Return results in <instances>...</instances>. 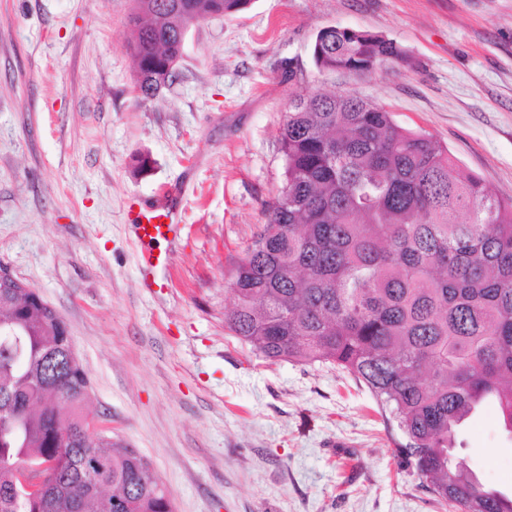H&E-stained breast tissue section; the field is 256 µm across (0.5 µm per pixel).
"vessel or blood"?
I'll use <instances>...</instances> for the list:
<instances>
[{
    "mask_svg": "<svg viewBox=\"0 0 512 512\" xmlns=\"http://www.w3.org/2000/svg\"><path fill=\"white\" fill-rule=\"evenodd\" d=\"M183 213L179 203L166 193L161 194L158 206L148 210L137 198L127 200L125 222L139 246L137 269L143 287L167 288L171 259L169 254L156 253L155 246L175 236Z\"/></svg>",
    "mask_w": 512,
    "mask_h": 512,
    "instance_id": "b4317fda",
    "label": "vessel or blood"
}]
</instances>
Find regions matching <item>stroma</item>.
Returning a JSON list of instances; mask_svg holds the SVG:
<instances>
[{"label": "stroma", "mask_w": 512, "mask_h": 512, "mask_svg": "<svg viewBox=\"0 0 512 512\" xmlns=\"http://www.w3.org/2000/svg\"><path fill=\"white\" fill-rule=\"evenodd\" d=\"M134 13V0H0V265L66 324L86 413L150 463L174 512H445L366 387L260 358L224 315L283 185L277 131L298 94L384 106L512 197V0H255L193 25L147 101L126 48ZM329 26L385 35L413 65L320 73ZM164 188L185 222L165 245L172 285L153 294L124 208ZM454 454L512 494L496 406L463 424Z\"/></svg>", "instance_id": "1"}]
</instances>
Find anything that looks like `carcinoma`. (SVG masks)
<instances>
[{"label":"carcinoma","instance_id":"1","mask_svg":"<svg viewBox=\"0 0 512 512\" xmlns=\"http://www.w3.org/2000/svg\"><path fill=\"white\" fill-rule=\"evenodd\" d=\"M136 2L127 50L150 99L191 22L253 0ZM313 61L358 76L410 64L395 41L338 26L318 32ZM279 144L284 185L237 268L228 330L266 360L351 374L389 411L398 456L442 506L512 512V496L451 455L488 402L512 433V198L351 94L293 99ZM0 322V512H173L147 461L84 413L89 379L36 289L1 284ZM26 464L50 474L37 495L19 484Z\"/></svg>","mask_w":512,"mask_h":512}]
</instances>
